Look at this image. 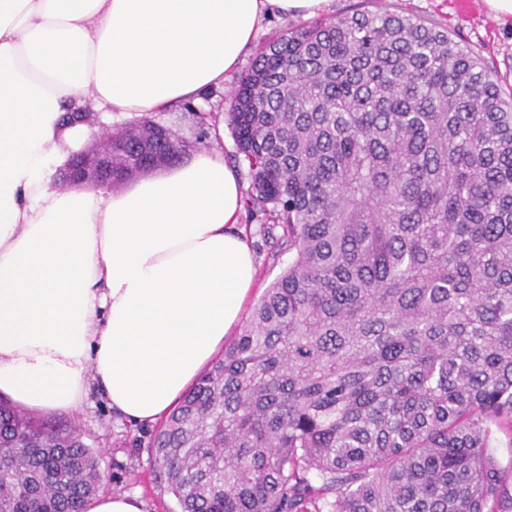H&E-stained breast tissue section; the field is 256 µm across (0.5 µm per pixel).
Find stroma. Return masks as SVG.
I'll return each instance as SVG.
<instances>
[{
	"mask_svg": "<svg viewBox=\"0 0 512 512\" xmlns=\"http://www.w3.org/2000/svg\"><path fill=\"white\" fill-rule=\"evenodd\" d=\"M387 9L404 15L432 20L447 28L449 35L476 55L492 72L503 98H512V23L496 20L485 0H333L331 16L354 11ZM159 122L169 126L187 144V155L202 149L211 127H199L192 113L173 109L162 113ZM241 222L252 248L256 284L249 297L257 300L287 264V256H275L264 230L272 217L244 212ZM45 421L73 426L98 456L107 488L138 496L145 512H178L174 496L159 478L153 440L156 426H134L116 416L98 398L72 413L51 412Z\"/></svg>",
	"mask_w": 512,
	"mask_h": 512,
	"instance_id": "35a3bbf8",
	"label": "stroma"
}]
</instances>
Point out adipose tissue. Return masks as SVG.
Listing matches in <instances>:
<instances>
[{
	"label": "adipose tissue",
	"mask_w": 512,
	"mask_h": 512,
	"mask_svg": "<svg viewBox=\"0 0 512 512\" xmlns=\"http://www.w3.org/2000/svg\"><path fill=\"white\" fill-rule=\"evenodd\" d=\"M331 0H0V397L166 418L239 323L256 276L221 150L119 191L50 183L93 130L202 103L266 17Z\"/></svg>",
	"instance_id": "ef3b65f1"
}]
</instances>
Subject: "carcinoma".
<instances>
[{"label": "carcinoma", "mask_w": 512, "mask_h": 512, "mask_svg": "<svg viewBox=\"0 0 512 512\" xmlns=\"http://www.w3.org/2000/svg\"><path fill=\"white\" fill-rule=\"evenodd\" d=\"M227 121L289 262L155 438L179 512H512V101L447 29L357 11L273 37ZM184 148L127 136L113 175ZM103 489L0 402V512ZM490 452L496 462L505 468L512 464V437L508 430H495L489 440Z\"/></svg>", "instance_id": "carcinoma-1"}]
</instances>
